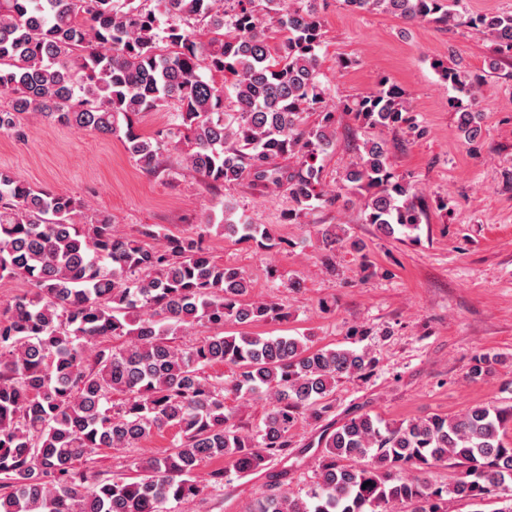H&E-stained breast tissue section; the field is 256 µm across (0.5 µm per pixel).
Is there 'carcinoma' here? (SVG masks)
Returning <instances> with one entry per match:
<instances>
[{
	"label": "carcinoma",
	"instance_id": "cac0c4a2",
	"mask_svg": "<svg viewBox=\"0 0 512 512\" xmlns=\"http://www.w3.org/2000/svg\"><path fill=\"white\" fill-rule=\"evenodd\" d=\"M155 2L148 9L134 0H0V93L9 95L0 132L24 140L33 114L92 128L121 139L146 173L179 150L208 187L248 178L265 192L286 189L283 220L297 224L313 202L341 198L325 193L319 163L334 145L336 113L371 128L419 129L387 78L366 95L328 101L317 0ZM342 2L490 39L485 68L433 62L459 93L448 99L459 128L476 142L474 106L488 77L512 60V13L469 14L458 10L460 0ZM161 108L172 110L169 127L140 134L134 118ZM306 112L317 122L305 124ZM363 189L366 223L388 236L418 229L424 201L410 194L381 142H366L343 171L340 190ZM214 232L259 248L277 241L273 225L237 219L227 203L222 223L192 233L158 224L121 233L84 198L0 170V279L28 285L0 304V512H169V502L224 484L222 467L199 475L207 462L225 460L251 475L289 458L293 428L329 417L339 382L371 375L376 359L365 349L248 331L287 312L249 298V279L206 245ZM319 234L330 252L346 243L331 225ZM226 325L238 331L226 335ZM198 327L210 334L172 341ZM214 365L231 366L234 377L206 375ZM230 394L268 402L256 435L241 432ZM509 423L512 407L492 404L399 424L368 412L332 420L305 498L289 496L282 470L247 512H448L450 501L512 512V443L501 435ZM168 427L179 437L141 459L136 479L88 476L82 461L91 455L136 448ZM450 463L460 469L451 484L418 477Z\"/></svg>",
	"mask_w": 512,
	"mask_h": 512
}]
</instances>
